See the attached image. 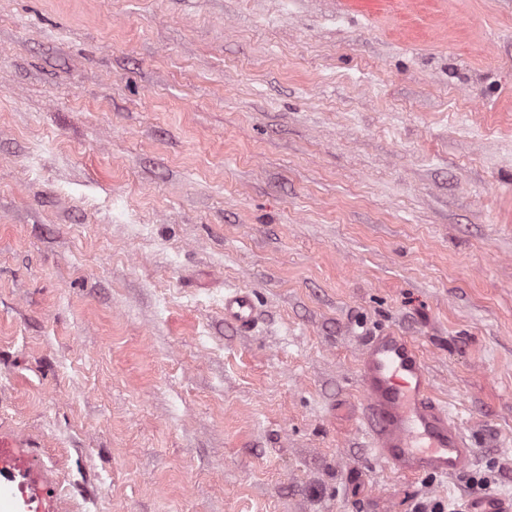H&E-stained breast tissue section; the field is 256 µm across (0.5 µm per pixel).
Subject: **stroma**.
<instances>
[{"instance_id":"1","label":"stroma","mask_w":512,"mask_h":512,"mask_svg":"<svg viewBox=\"0 0 512 512\" xmlns=\"http://www.w3.org/2000/svg\"><path fill=\"white\" fill-rule=\"evenodd\" d=\"M386 327L467 475L370 448ZM0 435L55 512L511 501L512 0H0ZM256 305L252 293L244 288H228L224 293V321L241 331L252 328Z\"/></svg>"}]
</instances>
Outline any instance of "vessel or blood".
Returning a JSON list of instances; mask_svg holds the SVG:
<instances>
[{"label": "vessel or blood", "instance_id": "b4317fda", "mask_svg": "<svg viewBox=\"0 0 512 512\" xmlns=\"http://www.w3.org/2000/svg\"><path fill=\"white\" fill-rule=\"evenodd\" d=\"M256 318L252 293L231 288L224 294V320L246 331ZM364 395L362 421L378 457L402 477L460 476L473 450L458 422L432 395L418 345L392 329L366 337L358 354ZM0 481L14 487V512H49L43 477L16 441L0 438ZM466 512H512V503L485 495L471 499Z\"/></svg>", "mask_w": 512, "mask_h": 512}]
</instances>
